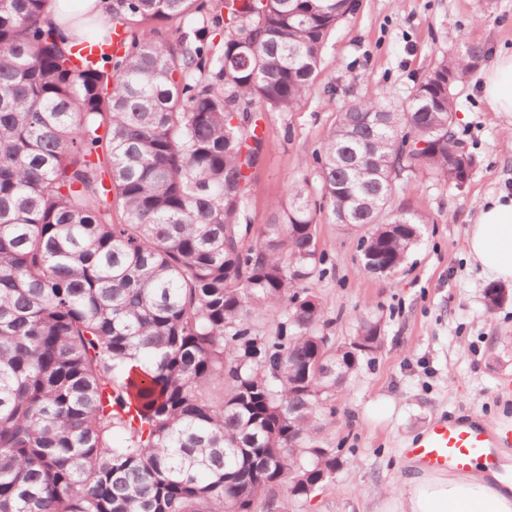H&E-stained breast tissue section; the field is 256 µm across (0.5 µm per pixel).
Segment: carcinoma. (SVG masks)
Segmentation results:
<instances>
[{
  "label": "carcinoma",
  "mask_w": 512,
  "mask_h": 512,
  "mask_svg": "<svg viewBox=\"0 0 512 512\" xmlns=\"http://www.w3.org/2000/svg\"><path fill=\"white\" fill-rule=\"evenodd\" d=\"M49 3L0 0V512H301L336 479L324 433L382 321L326 340L307 179L258 227L247 190L260 113L305 100L357 0H220L198 28L210 0H112L127 51L92 68ZM487 58L467 39L406 101L357 98L323 137L321 195L359 233V272L395 274L420 241L401 181L460 186L454 89Z\"/></svg>",
  "instance_id": "carcinoma-1"
}]
</instances>
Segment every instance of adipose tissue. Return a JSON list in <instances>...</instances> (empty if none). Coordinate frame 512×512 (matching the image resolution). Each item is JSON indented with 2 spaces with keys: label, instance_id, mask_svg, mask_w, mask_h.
I'll list each match as a JSON object with an SVG mask.
<instances>
[{
  "label": "adipose tissue",
  "instance_id": "adipose-tissue-1",
  "mask_svg": "<svg viewBox=\"0 0 512 512\" xmlns=\"http://www.w3.org/2000/svg\"><path fill=\"white\" fill-rule=\"evenodd\" d=\"M111 8L112 0H51L48 19L72 44ZM482 86L492 111L512 115V53L484 72ZM467 248L493 278L512 283V198L481 207ZM378 512H512V450L500 449L493 468L479 461L465 472H422L405 492L384 496Z\"/></svg>",
  "mask_w": 512,
  "mask_h": 512
}]
</instances>
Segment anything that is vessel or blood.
Returning a JSON list of instances; mask_svg holds the SVG:
<instances>
[{"label":"vessel or blood","mask_w":512,"mask_h":512,"mask_svg":"<svg viewBox=\"0 0 512 512\" xmlns=\"http://www.w3.org/2000/svg\"><path fill=\"white\" fill-rule=\"evenodd\" d=\"M126 43L121 35H113L111 44L83 50L80 62L95 66L103 56L124 54ZM408 455L435 470L464 471L476 459H496V443L489 430L473 415H450L437 419L407 449Z\"/></svg>","instance_id":"obj_1"}]
</instances>
